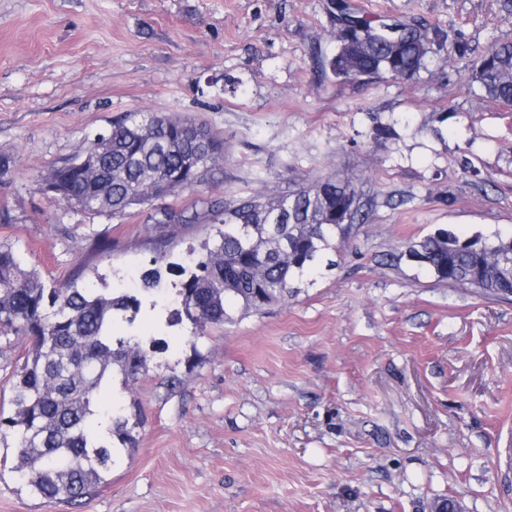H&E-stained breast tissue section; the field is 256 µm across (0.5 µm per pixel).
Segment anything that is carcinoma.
<instances>
[{
    "mask_svg": "<svg viewBox=\"0 0 512 512\" xmlns=\"http://www.w3.org/2000/svg\"><path fill=\"white\" fill-rule=\"evenodd\" d=\"M349 17L363 31L362 39L350 40L336 25L330 32L336 53L319 59L336 81L384 75L409 81L427 68L435 38L423 24L370 19L355 11ZM473 79L485 98L512 103V41L482 55ZM203 140L209 156L224 152L222 139L190 119L126 112L86 149L85 165L55 168L44 191L89 214L124 215L152 201L142 192L148 178L158 182L157 195L208 182L215 165L196 155ZM86 165L95 167L94 178L86 176ZM338 208L352 211L351 224L364 222L365 203L350 177L328 176L277 197L254 193L216 202L203 213L179 212L180 223L210 220L224 228L217 230L214 247L193 258L191 266H179L183 279L176 284L175 319L203 332L232 320L226 310L230 301L245 312H261L288 300L294 282L314 270L336 240H345ZM506 249L512 251V233L461 239L447 229L406 246L408 253L427 254L426 268L439 281L503 299L512 297V280L493 281L484 272L498 266ZM140 305L135 296L99 293L74 281L48 289L38 272L22 268L12 249L0 247V326L33 341L15 370L12 411H0V441L13 439L14 471L32 494L73 505L107 482L114 448L91 437L101 416L96 396L114 369L128 381L147 369L140 343L112 336L114 315L125 313L131 323ZM129 422L118 417L109 428L123 446L132 443Z\"/></svg>",
    "mask_w": 512,
    "mask_h": 512,
    "instance_id": "obj_1",
    "label": "carcinoma"
}]
</instances>
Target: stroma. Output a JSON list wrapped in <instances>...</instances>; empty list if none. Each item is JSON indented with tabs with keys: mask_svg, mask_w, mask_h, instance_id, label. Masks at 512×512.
Returning a JSON list of instances; mask_svg holds the SVG:
<instances>
[{
	"mask_svg": "<svg viewBox=\"0 0 512 512\" xmlns=\"http://www.w3.org/2000/svg\"><path fill=\"white\" fill-rule=\"evenodd\" d=\"M443 32L412 80L339 83L329 0H0V247L47 287L138 295L114 337L150 342L134 382L99 395L139 416L108 483L80 506L15 484L0 447V512H512V299L437 281L405 258L444 228L512 230V111L485 99L470 60L512 39L500 0H352ZM206 123L224 141L208 183L120 216L43 191L125 112ZM356 179L369 202L339 251L288 301L194 334L170 324V263L217 226L156 224L160 208ZM162 288L141 289L158 251ZM30 347L0 333V408Z\"/></svg>",
	"mask_w": 512,
	"mask_h": 512,
	"instance_id": "obj_1",
	"label": "stroma"
}]
</instances>
